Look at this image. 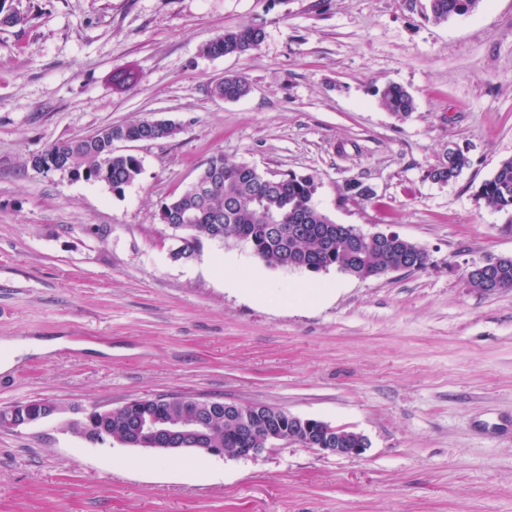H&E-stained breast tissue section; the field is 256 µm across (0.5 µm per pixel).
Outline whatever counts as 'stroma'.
I'll list each match as a JSON object with an SVG mask.
<instances>
[{
    "instance_id": "obj_1",
    "label": "stroma",
    "mask_w": 512,
    "mask_h": 512,
    "mask_svg": "<svg viewBox=\"0 0 512 512\" xmlns=\"http://www.w3.org/2000/svg\"><path fill=\"white\" fill-rule=\"evenodd\" d=\"M425 0H0V348L40 344L0 373V408L54 416L0 429V512H512V288L482 293L475 263L512 256V213L476 190L512 157V0L437 24ZM262 25L247 54L212 57L224 29ZM137 75L126 89L114 72ZM249 96L214 97L225 74ZM415 100L405 120L375 93ZM144 118L173 136L116 141L142 162L122 194L29 159L48 144ZM469 165L427 179L448 146ZM217 153L314 175L335 223L393 232L420 271L361 280L267 266L203 241L176 260L161 203ZM369 186L363 200L347 183ZM263 291L309 281L329 302ZM254 402L366 435L364 457L279 446L255 459L92 443V407L165 394ZM376 94L382 106L401 119L408 118L415 108L412 95L401 85L386 84L382 89H377ZM15 405L23 409V416H18L17 420L13 417L7 419V429H19L35 424L49 415H53L58 411L57 405L46 400H33L20 402Z\"/></svg>"
}]
</instances>
